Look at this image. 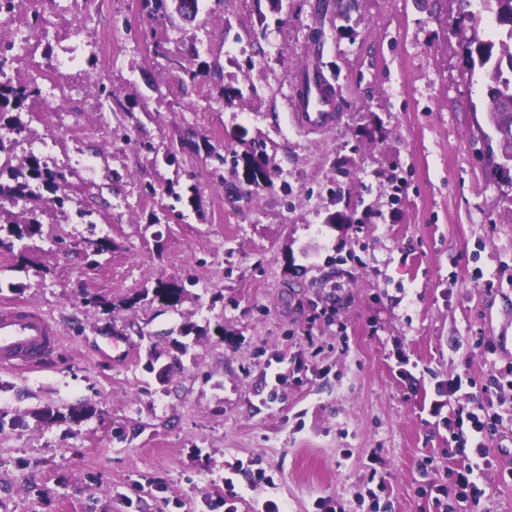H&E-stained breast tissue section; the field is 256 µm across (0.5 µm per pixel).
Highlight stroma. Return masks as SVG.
Listing matches in <instances>:
<instances>
[{"instance_id": "stroma-1", "label": "stroma", "mask_w": 512, "mask_h": 512, "mask_svg": "<svg viewBox=\"0 0 512 512\" xmlns=\"http://www.w3.org/2000/svg\"><path fill=\"white\" fill-rule=\"evenodd\" d=\"M318 2L263 17L257 0H201L161 25L142 0L47 5L35 59L76 48L56 75L71 109L25 107L13 158L85 153L103 192L73 182L66 220L26 255L0 249V302L62 329L41 367L0 369V512H224L234 467L237 512H465L437 495L463 458L431 403L450 374L482 385L512 366V184L491 174L486 83L449 24L458 0ZM150 30L195 71L189 87ZM315 64L343 118L307 134L288 99ZM218 67L243 91L234 106ZM93 76L125 111H94ZM214 151L264 153L270 184L213 174ZM100 237L111 247L88 266ZM160 279L187 284L177 308L141 299ZM117 334L121 364L100 354ZM83 405L95 412L75 424L33 416ZM486 445L474 512H512V414ZM374 472L384 492L360 499Z\"/></svg>"}]
</instances>
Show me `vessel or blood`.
Returning a JSON list of instances; mask_svg holds the SVG:
<instances>
[{
  "label": "vessel or blood",
  "mask_w": 512,
  "mask_h": 512,
  "mask_svg": "<svg viewBox=\"0 0 512 512\" xmlns=\"http://www.w3.org/2000/svg\"><path fill=\"white\" fill-rule=\"evenodd\" d=\"M293 125L307 133H322L341 120L336 96L327 83L311 80L308 88L289 100ZM62 332L39 309L20 303L0 304V368L37 367L57 352Z\"/></svg>",
  "instance_id": "b4317fda"
}]
</instances>
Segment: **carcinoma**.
Returning <instances> with one entry per match:
<instances>
[{
	"instance_id": "1",
	"label": "carcinoma",
	"mask_w": 512,
	"mask_h": 512,
	"mask_svg": "<svg viewBox=\"0 0 512 512\" xmlns=\"http://www.w3.org/2000/svg\"><path fill=\"white\" fill-rule=\"evenodd\" d=\"M144 8L154 20L168 16L169 5H175V11L184 14L186 0H142ZM484 9L494 14L499 38L496 41L484 40L480 37L477 27H472L471 36L467 41V53L470 70L478 69L487 84V118L508 128L505 136L496 135L488 138V142H496V147L489 148L490 154L498 153L502 162L495 165L494 174L507 178L512 182V112L504 110L506 101H512V0H482ZM153 53L166 61L173 70L182 72L187 79L194 80L195 72L185 67L178 56L166 47V42L153 39ZM14 42L0 43V127L14 133L25 131L20 118L11 115L13 111H21L28 100L40 94V88L32 75L25 80L13 78ZM242 161L246 170V180L257 184L271 182L268 162L254 156L251 152L243 154ZM7 182H1V179ZM38 182L50 192H58L68 184V174L63 171H50L43 168L35 155H30L20 162L19 166L6 169L0 166V201L8 199L12 202L22 201L28 207L20 214H15L0 204V232H7V237H0V247L13 249L14 241L32 239L43 233L44 220H53V209L44 205L43 196L35 193L32 183ZM185 288L161 279L156 281L153 297L169 306H177L184 295ZM92 408L84 406L63 413L58 408L46 407L36 412L43 422L72 420L86 416Z\"/></svg>"
}]
</instances>
